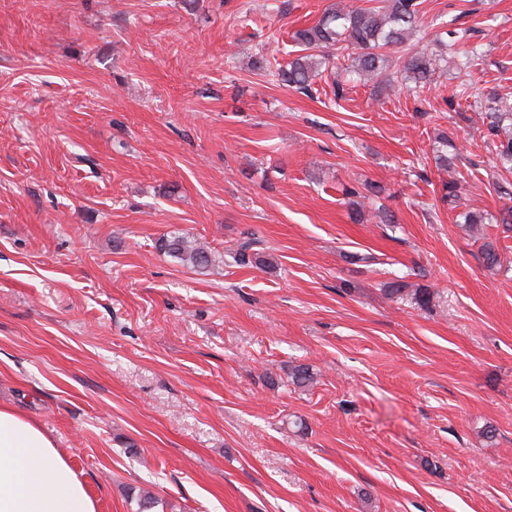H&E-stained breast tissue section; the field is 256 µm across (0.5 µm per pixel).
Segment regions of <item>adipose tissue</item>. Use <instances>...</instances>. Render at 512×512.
I'll use <instances>...</instances> for the list:
<instances>
[{"label": "adipose tissue", "instance_id": "ef3b65f1", "mask_svg": "<svg viewBox=\"0 0 512 512\" xmlns=\"http://www.w3.org/2000/svg\"><path fill=\"white\" fill-rule=\"evenodd\" d=\"M0 512H97L53 439L6 406H0Z\"/></svg>", "mask_w": 512, "mask_h": 512}]
</instances>
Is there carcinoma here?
I'll list each match as a JSON object with an SVG mask.
<instances>
[{
  "instance_id": "obj_1",
  "label": "carcinoma",
  "mask_w": 512,
  "mask_h": 512,
  "mask_svg": "<svg viewBox=\"0 0 512 512\" xmlns=\"http://www.w3.org/2000/svg\"><path fill=\"white\" fill-rule=\"evenodd\" d=\"M383 7L331 8L314 24L298 29L293 41L302 48V54L281 63L266 57L253 61V67L263 70L274 80L302 93H309L317 80L326 72L338 68L353 75L355 82H374L388 91L406 89L415 96L429 88L445 57L456 58L457 69L472 73L481 53L478 46L470 43L469 28L453 27L432 39L420 38L413 43L414 34L423 31L420 0H382ZM402 50L400 64L390 70L387 51ZM474 99L477 111L488 120L487 135L497 138L494 167L512 172V100L494 91L484 92L470 81H462L456 94L448 100V109H454L455 101ZM436 166L448 170L455 165L456 156L448 155L452 146L448 133L436 136ZM461 180L449 177L441 183L440 201L456 209L463 205ZM461 226L479 240L485 238L484 224L487 214L473 207H465L458 214ZM160 250L198 273L209 271L212 253L198 239L178 235L163 239ZM394 298L410 297L419 306H427L430 297L419 288L408 291V284L395 282L387 289ZM291 381L299 388H307L315 381L314 373L307 365H297L291 371Z\"/></svg>"
}]
</instances>
